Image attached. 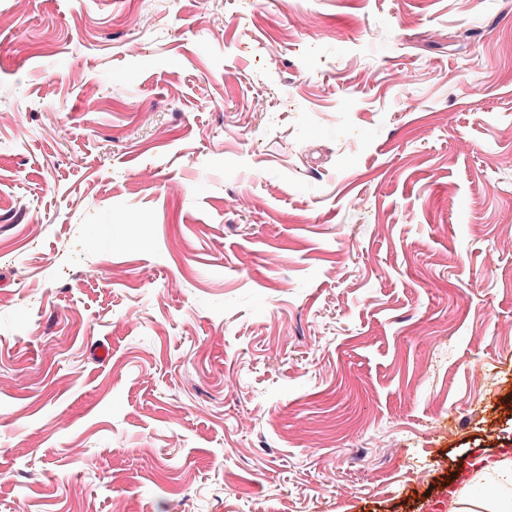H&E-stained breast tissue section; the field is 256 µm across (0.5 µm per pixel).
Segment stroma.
<instances>
[{"instance_id":"stroma-1","label":"stroma","mask_w":512,"mask_h":512,"mask_svg":"<svg viewBox=\"0 0 512 512\" xmlns=\"http://www.w3.org/2000/svg\"><path fill=\"white\" fill-rule=\"evenodd\" d=\"M1 85L0 512H448L512 453V0H0Z\"/></svg>"}]
</instances>
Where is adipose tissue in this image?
I'll return each mask as SVG.
<instances>
[{
    "mask_svg": "<svg viewBox=\"0 0 512 512\" xmlns=\"http://www.w3.org/2000/svg\"><path fill=\"white\" fill-rule=\"evenodd\" d=\"M473 482L484 492L472 497L460 489L448 505V512H512V455L505 453L474 472Z\"/></svg>",
    "mask_w": 512,
    "mask_h": 512,
    "instance_id": "ef3b65f1",
    "label": "adipose tissue"
}]
</instances>
